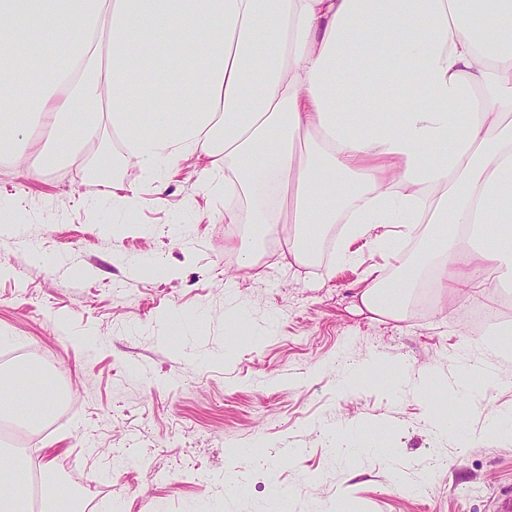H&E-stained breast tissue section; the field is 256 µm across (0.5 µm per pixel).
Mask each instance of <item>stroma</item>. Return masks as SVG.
<instances>
[{
  "label": "stroma",
  "mask_w": 512,
  "mask_h": 512,
  "mask_svg": "<svg viewBox=\"0 0 512 512\" xmlns=\"http://www.w3.org/2000/svg\"><path fill=\"white\" fill-rule=\"evenodd\" d=\"M101 192L86 169L32 179L0 158V203L21 227L0 232V356L31 349L66 383L73 415L39 445L79 512H277V486L292 512H492L512 488V438L483 433L486 413L512 412V358L472 333L502 286L442 314L375 317L357 308L363 272L394 268L372 247L331 277L274 256L255 278L228 249L243 226L192 167L118 230L88 210ZM38 253L53 265L36 268ZM153 260L167 276L141 273ZM236 308L242 337L225 331ZM462 356L495 369L485 413L459 412L464 450L435 437L419 392L443 390ZM336 430L381 454L344 462Z\"/></svg>",
  "instance_id": "stroma-1"
}]
</instances>
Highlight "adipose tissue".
I'll return each mask as SVG.
<instances>
[{"mask_svg":"<svg viewBox=\"0 0 512 512\" xmlns=\"http://www.w3.org/2000/svg\"><path fill=\"white\" fill-rule=\"evenodd\" d=\"M0 154L27 175L98 170L117 223L201 161L225 223L252 227L235 253L255 276L260 239L303 265L337 229L343 267L356 241L388 255L422 232L394 276L365 271L359 308L404 319L428 280L442 308L512 284V0H0ZM491 384L465 362L447 393L481 411ZM20 395L19 417L49 419L55 376L1 369L0 399ZM0 512L74 507L51 461L1 450Z\"/></svg>","mask_w":512,"mask_h":512,"instance_id":"adipose-tissue-1","label":"adipose tissue"}]
</instances>
